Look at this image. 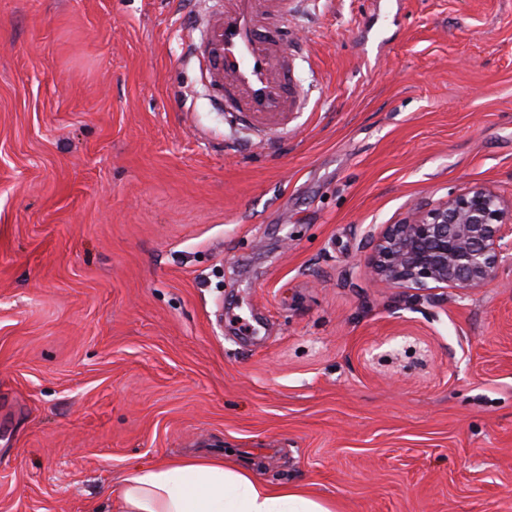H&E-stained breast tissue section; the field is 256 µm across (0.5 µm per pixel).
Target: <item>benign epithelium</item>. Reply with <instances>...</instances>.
Listing matches in <instances>:
<instances>
[{"label": "benign epithelium", "mask_w": 512, "mask_h": 512, "mask_svg": "<svg viewBox=\"0 0 512 512\" xmlns=\"http://www.w3.org/2000/svg\"><path fill=\"white\" fill-rule=\"evenodd\" d=\"M512 203L475 187L442 204L418 203L412 216L370 231L366 273L386 288L473 291L496 277L512 233Z\"/></svg>", "instance_id": "benign-epithelium-1"}]
</instances>
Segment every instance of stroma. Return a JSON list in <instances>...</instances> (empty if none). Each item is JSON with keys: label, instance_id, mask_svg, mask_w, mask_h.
I'll list each match as a JSON object with an SVG mask.
<instances>
[{"label": "stroma", "instance_id": "stroma-1", "mask_svg": "<svg viewBox=\"0 0 512 512\" xmlns=\"http://www.w3.org/2000/svg\"><path fill=\"white\" fill-rule=\"evenodd\" d=\"M212 0H0V512L209 456L337 512H512V259L408 300L371 226L512 200V0H288L303 111L215 105Z\"/></svg>", "mask_w": 512, "mask_h": 512}]
</instances>
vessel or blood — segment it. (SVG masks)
Returning <instances> with one entry per match:
<instances>
[{
    "mask_svg": "<svg viewBox=\"0 0 512 512\" xmlns=\"http://www.w3.org/2000/svg\"><path fill=\"white\" fill-rule=\"evenodd\" d=\"M286 13V0H218L211 9L191 47L225 111L269 120L303 109V88L286 82L292 54L282 27Z\"/></svg>",
    "mask_w": 512,
    "mask_h": 512,
    "instance_id": "1",
    "label": "vessel or blood"
}]
</instances>
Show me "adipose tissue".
Returning a JSON list of instances; mask_svg holds the SVG:
<instances>
[{
    "mask_svg": "<svg viewBox=\"0 0 512 512\" xmlns=\"http://www.w3.org/2000/svg\"><path fill=\"white\" fill-rule=\"evenodd\" d=\"M111 501L114 512H336L335 502L304 487L266 482L213 457L130 467Z\"/></svg>",
    "mask_w": 512,
    "mask_h": 512,
    "instance_id": "1",
    "label": "adipose tissue"
}]
</instances>
